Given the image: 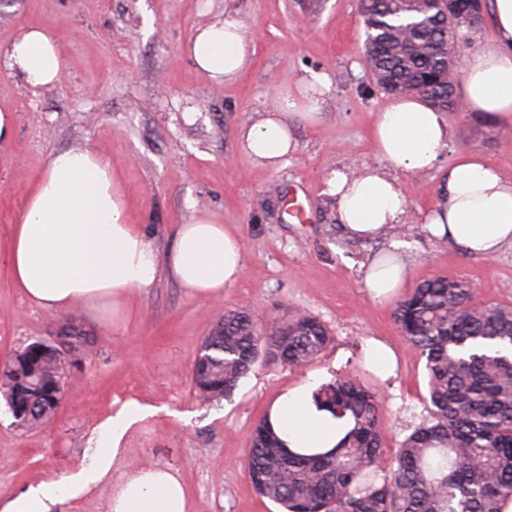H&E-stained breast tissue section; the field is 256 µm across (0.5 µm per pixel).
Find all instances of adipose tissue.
I'll return each mask as SVG.
<instances>
[{
  "label": "adipose tissue",
  "mask_w": 512,
  "mask_h": 512,
  "mask_svg": "<svg viewBox=\"0 0 512 512\" xmlns=\"http://www.w3.org/2000/svg\"><path fill=\"white\" fill-rule=\"evenodd\" d=\"M495 27L493 44L479 46L465 60L462 103L465 111L499 122H512V0H487ZM195 66L214 83L235 80L250 64L253 41L233 15L203 25L189 41ZM61 47L46 28L31 27L5 52L7 64L33 88L55 86L61 79ZM332 90L327 72L304 70L291 92L278 97L271 110L239 130L241 149L264 167L276 170L298 149L294 120L313 124ZM453 130L443 112L420 98L404 96L378 113L372 144L380 165L356 174L331 171L325 195L336 206V221L354 238H372L406 223L408 203L399 175L438 168L452 142ZM434 237L466 253L490 259L512 244V181L480 156L459 151L442 176V191L423 218ZM401 243L373 258L365 286L376 298L403 286L407 265ZM16 288L33 305L50 311L108 305L114 324L133 293L155 286L167 268L187 294L219 301L224 290L244 273L239 236L211 215H194L180 226L166 256L131 222L122 182L104 156L89 149L51 154L27 192L14 219L4 256ZM269 418L291 448H331L349 429L345 419L317 409L311 385L280 393ZM144 414L125 402L97 426L88 461L58 481L26 486L0 498V512H61L69 501L89 497L111 485L109 512H187L185 486L176 471L148 467L117 475L128 429Z\"/></svg>",
  "instance_id": "1"
}]
</instances>
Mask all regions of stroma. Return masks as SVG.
Here are the masks:
<instances>
[{
	"label": "stroma",
	"instance_id": "35a3bbf8",
	"mask_svg": "<svg viewBox=\"0 0 512 512\" xmlns=\"http://www.w3.org/2000/svg\"><path fill=\"white\" fill-rule=\"evenodd\" d=\"M233 14L255 42V55L232 83L199 71L186 45L200 25ZM50 28L62 47V78L34 89L11 70L0 73V111L11 129L0 139V365L29 343L77 323L89 339L75 356L55 420L26 431L0 399V496L35 482H54L88 461L94 427L134 400L146 417L124 440L117 470H176L188 512H280L262 499L246 469L252 426L281 391L369 370L366 350L378 341L396 368L373 382L388 420L385 457L426 415L424 362L396 327V298L372 299L366 264L404 244L406 288L437 277L464 279L473 302L512 305V246L491 259L472 257L431 237L421 217L441 191V170L401 177L410 220L371 240L348 237L323 193L334 169L376 163L371 132L391 103L367 74L359 0H0V52L25 28ZM306 69L330 74L333 90L319 123L295 122L296 153L277 171L244 154L238 132L271 109L276 93ZM455 131L449 152L467 147L512 179V125L470 112H447ZM88 148L121 177L133 223L158 252L170 250L191 215L224 221L245 243V271L224 298L189 296L167 275L134 295L123 327L109 315L30 304L3 256L11 224L29 186L59 149ZM271 315L307 313L332 339L306 366L270 362L241 379L214 405L198 400L191 366L225 310Z\"/></svg>",
	"mask_w": 512,
	"mask_h": 512
}]
</instances>
